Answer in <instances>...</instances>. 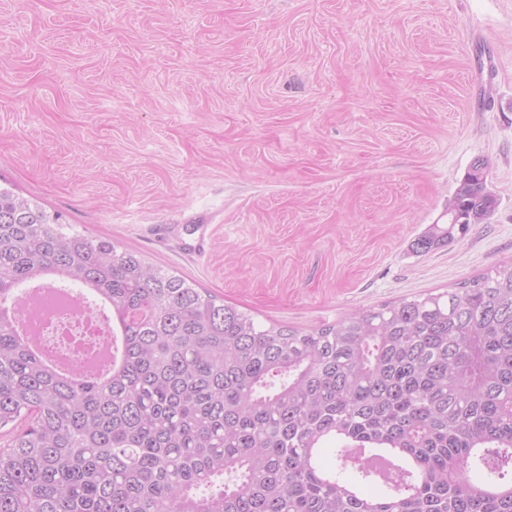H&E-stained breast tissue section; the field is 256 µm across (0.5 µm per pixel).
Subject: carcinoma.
Listing matches in <instances>:
<instances>
[{
    "label": "carcinoma",
    "instance_id": "carcinoma-1",
    "mask_svg": "<svg viewBox=\"0 0 512 512\" xmlns=\"http://www.w3.org/2000/svg\"><path fill=\"white\" fill-rule=\"evenodd\" d=\"M471 166L417 245L490 215ZM112 308L122 352L100 381L57 371L19 335L23 292ZM0 512H512V262L459 288L308 332L262 327L135 251L0 186ZM357 459L358 480L319 449ZM383 487L369 496L361 485Z\"/></svg>",
    "mask_w": 512,
    "mask_h": 512
}]
</instances>
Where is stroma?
<instances>
[{
  "mask_svg": "<svg viewBox=\"0 0 512 512\" xmlns=\"http://www.w3.org/2000/svg\"><path fill=\"white\" fill-rule=\"evenodd\" d=\"M0 182L264 326L448 290L512 261V0H0ZM486 168L484 161H476L468 171L453 197L448 201V208L444 216L447 217V228H442L438 223L433 224L420 239L417 245L422 249H431L434 246L448 241L453 237V232L460 221L453 222V214L457 211L463 212L468 218L461 229H467L469 224H482L490 215L489 195L486 192V179L480 176V169ZM472 169L474 172H472ZM450 209V210H449ZM449 210V211H448Z\"/></svg>",
  "mask_w": 512,
  "mask_h": 512,
  "instance_id": "1",
  "label": "stroma"
}]
</instances>
